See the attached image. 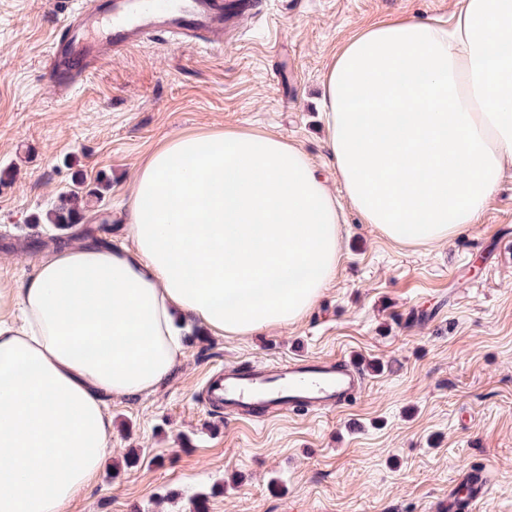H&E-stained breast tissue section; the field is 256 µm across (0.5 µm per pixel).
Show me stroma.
Segmentation results:
<instances>
[{
    "label": "stroma",
    "instance_id": "1",
    "mask_svg": "<svg viewBox=\"0 0 512 512\" xmlns=\"http://www.w3.org/2000/svg\"><path fill=\"white\" fill-rule=\"evenodd\" d=\"M53 0H0V282L50 251L35 223L83 185L86 221L121 240L137 169L178 133L227 128L299 144L327 176L320 102L340 48L397 18L446 26L456 0H263L235 42L150 43L102 62L68 97L41 74ZM335 279L295 324L188 340L155 392L112 398L109 452L70 512H435L463 470L494 482L481 512H512V170L479 223L442 247L402 246L345 209ZM304 355L380 361L338 410L225 423L201 404L228 364ZM144 449L138 465L126 456Z\"/></svg>",
    "mask_w": 512,
    "mask_h": 512
}]
</instances>
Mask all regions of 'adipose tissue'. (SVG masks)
Wrapping results in <instances>:
<instances>
[{"mask_svg":"<svg viewBox=\"0 0 512 512\" xmlns=\"http://www.w3.org/2000/svg\"><path fill=\"white\" fill-rule=\"evenodd\" d=\"M321 107L338 183L277 134H180L134 177L131 245H58L0 290V512H67L107 455L104 399L157 390L190 322L244 336L311 311L339 264L337 193L400 244L478 223L512 169V0L364 29Z\"/></svg>","mask_w":512,"mask_h":512,"instance_id":"ef3b65f1","label":"adipose tissue"}]
</instances>
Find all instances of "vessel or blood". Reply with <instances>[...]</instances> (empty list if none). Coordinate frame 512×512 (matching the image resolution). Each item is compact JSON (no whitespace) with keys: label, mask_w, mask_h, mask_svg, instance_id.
I'll return each instance as SVG.
<instances>
[{"label":"vessel or blood","mask_w":512,"mask_h":512,"mask_svg":"<svg viewBox=\"0 0 512 512\" xmlns=\"http://www.w3.org/2000/svg\"><path fill=\"white\" fill-rule=\"evenodd\" d=\"M261 0H81L67 12L48 48L42 73L58 93L75 89L107 58L159 40L175 46L225 44ZM364 381L345 359L291 357L273 365L225 369L203 400L225 419L267 421L283 410L338 409ZM442 512H477L490 493L487 468L467 469Z\"/></svg>","instance_id":"obj_1"}]
</instances>
